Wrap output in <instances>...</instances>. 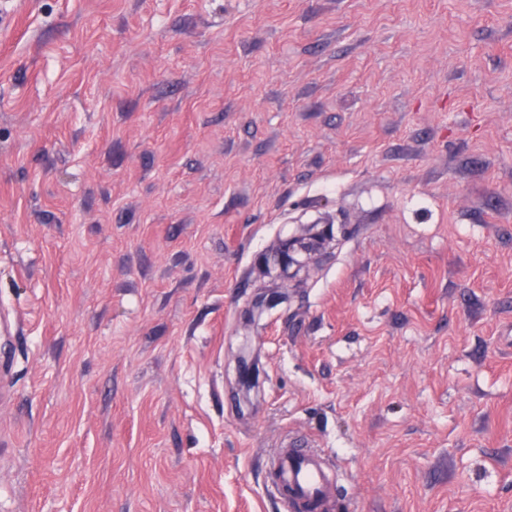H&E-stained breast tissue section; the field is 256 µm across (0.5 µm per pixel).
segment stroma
<instances>
[{
	"instance_id": "35a3bbf8",
	"label": "stroma",
	"mask_w": 512,
	"mask_h": 512,
	"mask_svg": "<svg viewBox=\"0 0 512 512\" xmlns=\"http://www.w3.org/2000/svg\"><path fill=\"white\" fill-rule=\"evenodd\" d=\"M7 6L0 512H512V0ZM270 483L285 506L298 512H335L336 469L320 453L290 443L269 460ZM313 510V511H310Z\"/></svg>"
}]
</instances>
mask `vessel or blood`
Segmentation results:
<instances>
[{
  "label": "vessel or blood",
  "instance_id": "1",
  "mask_svg": "<svg viewBox=\"0 0 512 512\" xmlns=\"http://www.w3.org/2000/svg\"><path fill=\"white\" fill-rule=\"evenodd\" d=\"M269 470L290 512H337L336 469L320 453L293 443L275 450Z\"/></svg>",
  "mask_w": 512,
  "mask_h": 512
}]
</instances>
